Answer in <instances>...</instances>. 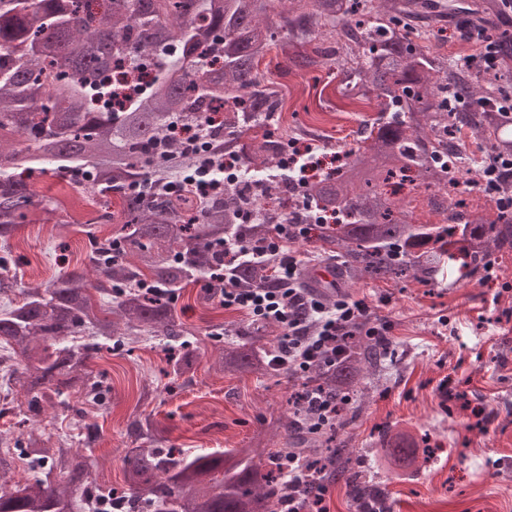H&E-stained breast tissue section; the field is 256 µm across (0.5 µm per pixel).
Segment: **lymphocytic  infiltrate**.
Here are the masks:
<instances>
[{"label": "lymphocytic infiltrate", "instance_id": "1", "mask_svg": "<svg viewBox=\"0 0 512 512\" xmlns=\"http://www.w3.org/2000/svg\"><path fill=\"white\" fill-rule=\"evenodd\" d=\"M310 224L276 225L270 239L252 243L237 238L224 241V264L244 259L255 264L273 262L280 282L276 288H238L225 279L221 303L246 312L252 320L276 324L283 336L273 350L277 368L300 376L317 363L335 364L345 352L344 339L353 328L363 335L388 340L394 325L373 318L365 300L345 297L328 302L300 287L297 276L300 254L294 245L309 238Z\"/></svg>", "mask_w": 512, "mask_h": 512}]
</instances>
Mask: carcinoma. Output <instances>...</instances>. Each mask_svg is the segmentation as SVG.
I'll use <instances>...</instances> for the list:
<instances>
[{
  "label": "carcinoma",
  "mask_w": 512,
  "mask_h": 512,
  "mask_svg": "<svg viewBox=\"0 0 512 512\" xmlns=\"http://www.w3.org/2000/svg\"><path fill=\"white\" fill-rule=\"evenodd\" d=\"M276 1L288 9L274 25ZM505 2L475 0L464 18L489 25L495 39L497 70L486 73L427 46L424 20L434 0H0V250L10 253L8 240L27 223L36 196L34 176L46 171L93 199L119 197L118 215L108 220L121 224L109 237L91 235L93 281L72 271L26 288L0 259V351L14 360L11 379L25 394L20 414L33 427L14 447L29 466L59 475L12 484L6 475L14 457L0 455V512H75L77 502L97 500L107 512L114 505L120 512H274L288 497L281 468L292 453L316 465L306 496L342 481L359 508L386 512L384 492L360 478L353 451L333 443L351 421L348 407L335 427L313 434L295 404L293 419L271 425L253 447L194 455L169 445L151 417L132 416L125 435L135 447L122 457L118 489L92 481L87 456L52 443L40 423L71 389L108 400L101 375L88 370L98 338L128 352L136 336L178 342L182 353L170 367L187 380L198 359L190 336L221 346L214 369L225 375L279 373L267 351L278 340L271 325L255 324L244 342L226 344L224 325L189 326L174 302L200 276L224 272V238L259 241L273 224L307 223L309 213L297 205L281 211L297 193L276 181L256 192L239 180L221 196L176 206L162 190L205 158L224 160L228 143L246 170L276 165L281 141L270 127L281 100L255 71L274 47L290 69L307 72L320 65L308 46L335 40L345 51L343 96L373 99L390 113L345 151L344 165L306 189L325 218L315 228L318 248L336 262L345 286L409 278L433 284L457 260L468 276L487 256L512 253V213L457 198L460 185L473 182L472 159L460 152L466 141L484 152L481 168L493 156H512V112L497 109L512 91ZM124 52L130 62L156 56L159 71L128 105L114 108L110 74ZM177 126L206 130L197 151L172 141ZM394 179L429 191L428 206L442 220L416 223L388 191ZM236 275L244 288L279 287L268 266L242 263ZM96 292L106 303L94 300ZM348 350L333 368L314 366L303 385L339 402L363 395L389 344L352 336ZM418 448L412 435L388 429L375 454L402 474Z\"/></svg>",
  "instance_id": "obj_1"
}]
</instances>
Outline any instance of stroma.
Masks as SVG:
<instances>
[{
  "label": "stroma",
  "instance_id": "stroma-1",
  "mask_svg": "<svg viewBox=\"0 0 512 512\" xmlns=\"http://www.w3.org/2000/svg\"><path fill=\"white\" fill-rule=\"evenodd\" d=\"M324 63L304 75L289 72L280 51L261 60L259 71L277 87L285 104L275 127L281 141L310 138L328 151L350 149L366 122V108L341 97L339 66L344 59L323 45ZM41 197L62 203L63 226L31 223L16 234L21 246L14 264L25 282L37 286L60 272L86 268L90 234H101L67 202V190L53 173L35 184ZM492 271L471 278L452 273L437 285L409 279L399 284L361 281L346 296L365 300L374 317L391 320V355L367 384L368 392L353 423L338 433L363 459L368 479L385 491L390 512H512V255L493 260ZM191 326L210 318L223 323L225 338L239 340L249 324L242 311L214 310L200 285L186 288L176 303ZM219 355L206 345L192 380L168 371L164 340L140 339L130 352L101 348L91 367L103 373L112 391L106 408L85 410L70 394L68 410L47 413L53 439L78 443L84 426L94 423L99 437L88 451L99 483L122 482L121 458L131 445L125 435L133 415H149L168 431L171 444L188 454L248 447L265 419L289 415L288 399L300 390L286 377L252 374L222 376L211 365ZM494 416L486 430L467 429L461 409H450L442 392L447 380ZM149 385L152 403L140 404L134 389ZM423 439L428 452L409 475L373 468L371 454L383 427Z\"/></svg>",
  "mask_w": 512,
  "mask_h": 512
}]
</instances>
